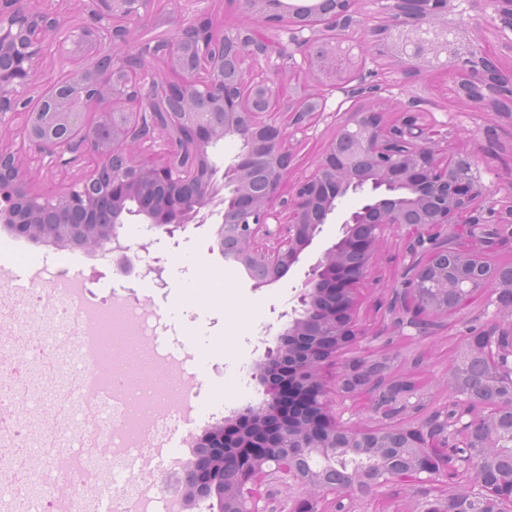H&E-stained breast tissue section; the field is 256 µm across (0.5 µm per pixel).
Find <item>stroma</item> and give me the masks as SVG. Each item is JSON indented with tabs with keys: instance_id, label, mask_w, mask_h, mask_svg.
Listing matches in <instances>:
<instances>
[{
	"instance_id": "stroma-1",
	"label": "stroma",
	"mask_w": 512,
	"mask_h": 512,
	"mask_svg": "<svg viewBox=\"0 0 512 512\" xmlns=\"http://www.w3.org/2000/svg\"><path fill=\"white\" fill-rule=\"evenodd\" d=\"M210 5L211 0H151L139 27L148 31L159 23L164 29L177 30ZM369 68L365 85H386L392 93L387 120L401 119L399 102L419 98L423 110L432 115L435 140L447 143L449 156L478 152L481 162L490 165L498 181L512 180L511 118L474 111L458 97L454 80L445 74L403 75L385 59L370 63ZM332 124V118L324 115L305 132L295 159V176L313 171ZM213 229L210 223L191 225L175 237L159 236L150 252L142 255L135 271L119 276L113 271L111 257L36 244L0 227V269H13L15 258L21 257L27 267L40 270L43 281H53L64 272L91 282L98 294L154 308L163 323L156 353L164 358H181V376L204 382L198 398V421L191 427L197 436L232 412L262 399V387L247 378L246 369L262 357L266 343L282 329L280 313L296 306L297 287L305 272L338 234L337 225H325L297 265L279 281L255 292L239 265L213 251ZM401 252L398 237L385 238L378 246L368 277L356 285V317L380 336L391 333L378 310L392 297ZM156 256L165 261L166 269L160 276L148 269ZM486 301L485 294H471L463 299L456 313L441 318L435 336L426 342L422 362L414 360L412 340H397L403 358L394 362V369L408 373L431 390L443 391L446 373L454 362L456 339L466 322L481 313Z\"/></svg>"
}]
</instances>
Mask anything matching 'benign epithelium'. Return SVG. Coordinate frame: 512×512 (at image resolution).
<instances>
[{
    "instance_id": "7a95c632",
    "label": "benign epithelium",
    "mask_w": 512,
    "mask_h": 512,
    "mask_svg": "<svg viewBox=\"0 0 512 512\" xmlns=\"http://www.w3.org/2000/svg\"><path fill=\"white\" fill-rule=\"evenodd\" d=\"M82 15L62 21L33 12L24 0H0V129L20 121L21 148L37 167L53 171L88 159L89 174L58 193L32 186L28 163L0 145V223L31 240L58 247L119 254L131 265L121 229L132 219L154 236L169 237L224 212L213 231L224 259L246 271L258 292L280 280L334 220L339 235L305 272L299 307L283 313L286 327L250 367L265 399L206 428L177 474L186 506L208 502V512H368L370 497L396 479L395 461L418 486L448 483V440L471 426V468L494 473L492 492L512 503V469L500 471L501 424L512 414V392L484 414L480 395H454V372L445 388L458 403L448 427V403L432 392L390 378V360L378 357L377 336L356 332L357 297L338 288V272L364 277L378 243L402 240L392 302L384 318L397 335L430 338L436 319L451 311L448 297L488 295L479 327L463 334L456 358L491 351L492 373L512 388V263L484 260L479 248L512 240V181L486 183L488 167L472 155L443 161L427 113L401 105L403 119L388 124L374 104L354 109L334 127L314 172L293 182L294 138L327 110L323 88L346 98L366 93L362 73L370 49L397 68L418 73L451 70L458 93L481 108L512 113V77L482 55L463 15L464 0H246L248 16L271 26L288 19L280 35L250 38L251 23L218 28L206 17L160 36L139 37L137 23L150 0H82ZM371 5L381 24L366 29ZM489 30L512 47V0H489ZM69 66L65 77L32 100L44 58ZM295 80L286 115L272 108L285 77ZM226 137L242 141L224 169L208 149ZM358 205L345 210L343 199ZM343 352L334 378L335 398L319 378L321 364ZM363 390V428L346 402ZM372 461L364 470L336 468V452ZM267 482L265 495L253 491ZM333 499H328V496ZM417 491L413 512H448Z\"/></svg>"
}]
</instances>
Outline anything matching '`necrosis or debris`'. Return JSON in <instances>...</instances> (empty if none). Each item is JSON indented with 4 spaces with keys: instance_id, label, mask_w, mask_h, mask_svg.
Returning a JSON list of instances; mask_svg holds the SVG:
<instances>
[{
    "instance_id": "1",
    "label": "necrosis or debris",
    "mask_w": 512,
    "mask_h": 512,
    "mask_svg": "<svg viewBox=\"0 0 512 512\" xmlns=\"http://www.w3.org/2000/svg\"><path fill=\"white\" fill-rule=\"evenodd\" d=\"M80 297L65 288H32L0 314V405L8 406L0 439L10 467L0 478L27 498L39 457L52 461L41 476L43 512H93L92 491L105 471L122 468L126 454L139 450L147 436H161L170 408L155 406L162 377L147 373L128 385L125 370L100 371L101 342L88 322L90 311L107 308L88 284ZM164 512H181L170 494L147 493L141 483H125L112 494L113 512H150L155 501Z\"/></svg>"
}]
</instances>
